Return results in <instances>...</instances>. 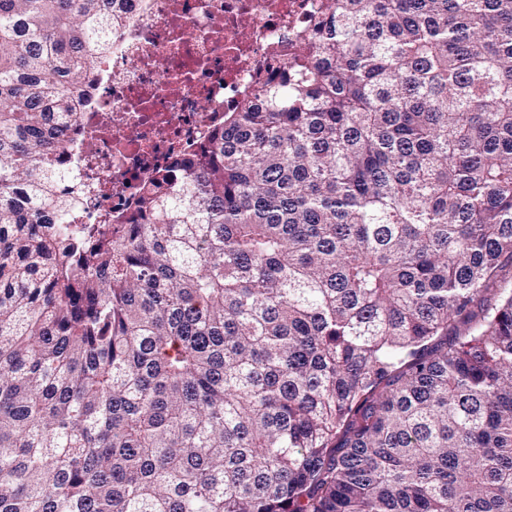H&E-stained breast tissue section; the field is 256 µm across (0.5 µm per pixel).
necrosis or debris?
Wrapping results in <instances>:
<instances>
[{"label":"necrosis or debris","instance_id":"necrosis-or-debris-1","mask_svg":"<svg viewBox=\"0 0 512 512\" xmlns=\"http://www.w3.org/2000/svg\"><path fill=\"white\" fill-rule=\"evenodd\" d=\"M327 0H123L87 78L83 115L51 158L68 229L122 223L138 186L192 157L324 12Z\"/></svg>","mask_w":512,"mask_h":512}]
</instances>
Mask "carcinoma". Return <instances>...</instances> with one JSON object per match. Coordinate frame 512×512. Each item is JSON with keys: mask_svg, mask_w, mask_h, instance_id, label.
<instances>
[{"mask_svg": "<svg viewBox=\"0 0 512 512\" xmlns=\"http://www.w3.org/2000/svg\"><path fill=\"white\" fill-rule=\"evenodd\" d=\"M115 2L0 0V512H512V0H328L76 234Z\"/></svg>", "mask_w": 512, "mask_h": 512, "instance_id": "1", "label": "carcinoma"}]
</instances>
